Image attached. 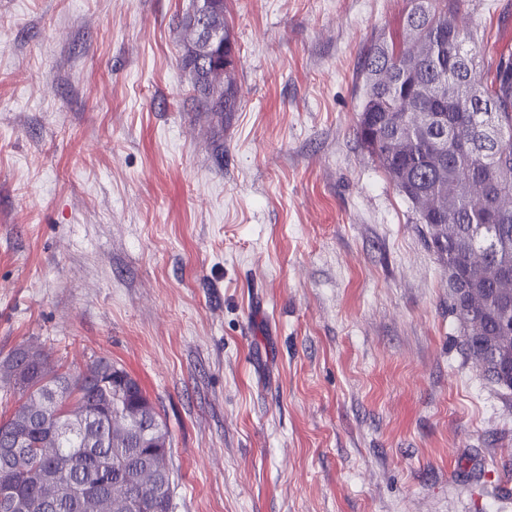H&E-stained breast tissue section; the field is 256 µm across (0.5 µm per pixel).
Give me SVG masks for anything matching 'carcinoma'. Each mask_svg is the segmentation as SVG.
Wrapping results in <instances>:
<instances>
[{
  "mask_svg": "<svg viewBox=\"0 0 512 512\" xmlns=\"http://www.w3.org/2000/svg\"><path fill=\"white\" fill-rule=\"evenodd\" d=\"M459 0H411L402 40L375 42L360 76L356 136L412 205L428 245L448 267L451 312L469 357L512 391V56L482 72L470 33L440 44ZM201 41L182 64L204 112H235V48L226 64ZM0 389L17 395L0 420V493L25 512H173L170 432L140 382L106 357L60 372L21 346L0 362Z\"/></svg>",
  "mask_w": 512,
  "mask_h": 512,
  "instance_id": "cac0c4a2",
  "label": "carcinoma"
}]
</instances>
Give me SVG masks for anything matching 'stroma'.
I'll return each mask as SVG.
<instances>
[{"label":"stroma","instance_id":"1","mask_svg":"<svg viewBox=\"0 0 512 512\" xmlns=\"http://www.w3.org/2000/svg\"><path fill=\"white\" fill-rule=\"evenodd\" d=\"M407 5L224 0L226 117L189 97L192 0H0V360L123 365L174 512H512V394L355 135ZM460 10L512 54V0Z\"/></svg>","mask_w":512,"mask_h":512}]
</instances>
